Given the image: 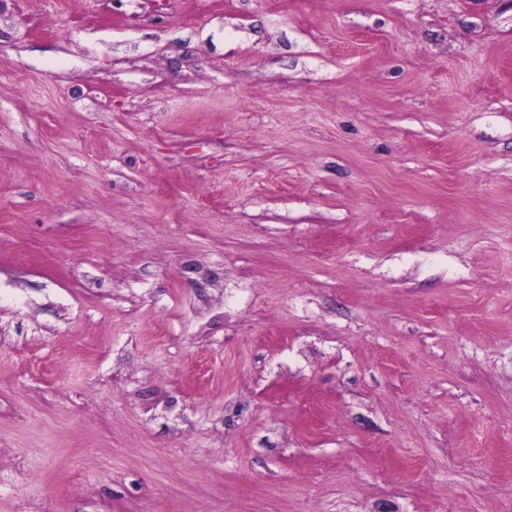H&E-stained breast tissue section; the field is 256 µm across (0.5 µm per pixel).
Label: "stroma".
Returning <instances> with one entry per match:
<instances>
[{
	"label": "stroma",
	"mask_w": 512,
	"mask_h": 512,
	"mask_svg": "<svg viewBox=\"0 0 512 512\" xmlns=\"http://www.w3.org/2000/svg\"><path fill=\"white\" fill-rule=\"evenodd\" d=\"M0 512H512V0H0Z\"/></svg>",
	"instance_id": "obj_1"
}]
</instances>
